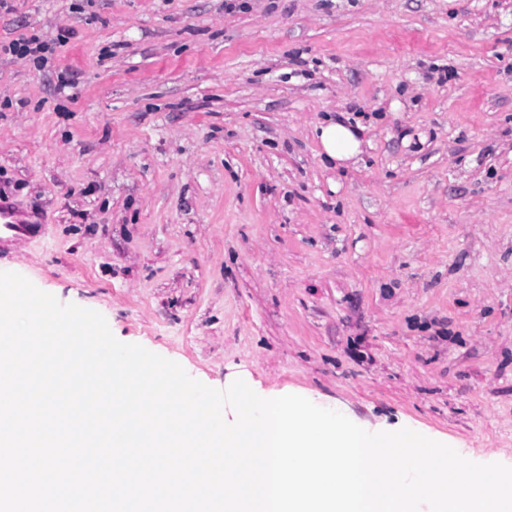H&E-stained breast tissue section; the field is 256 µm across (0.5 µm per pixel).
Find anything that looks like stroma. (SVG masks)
<instances>
[{
    "label": "stroma",
    "instance_id": "obj_1",
    "mask_svg": "<svg viewBox=\"0 0 512 512\" xmlns=\"http://www.w3.org/2000/svg\"><path fill=\"white\" fill-rule=\"evenodd\" d=\"M12 5L0 41L73 35L0 56V201L45 227L0 271L210 387L512 463V0ZM69 38L68 32L61 33L56 42L42 40L38 36L20 37L9 44L0 45V53L9 54L31 61L35 66L43 69L52 59L57 44L64 46ZM359 126L350 123L326 119L314 127L315 137L319 140L322 154L335 167L345 166L348 162H356L362 152V141L358 135Z\"/></svg>",
    "mask_w": 512,
    "mask_h": 512
}]
</instances>
